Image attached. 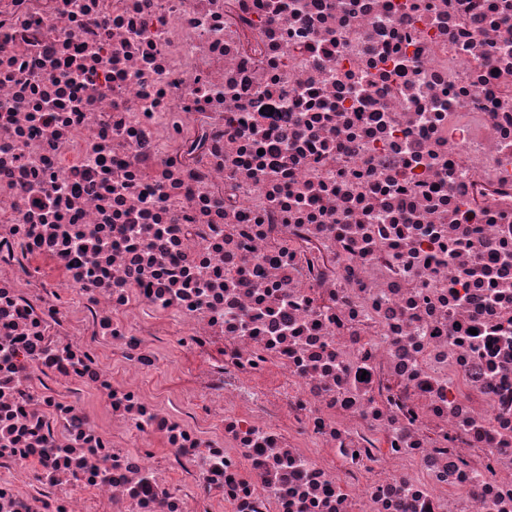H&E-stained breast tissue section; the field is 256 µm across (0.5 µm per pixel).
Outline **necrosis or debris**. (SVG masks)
Here are the masks:
<instances>
[{
    "label": "necrosis or debris",
    "mask_w": 512,
    "mask_h": 512,
    "mask_svg": "<svg viewBox=\"0 0 512 512\" xmlns=\"http://www.w3.org/2000/svg\"><path fill=\"white\" fill-rule=\"evenodd\" d=\"M98 500L512 512V0H0V512Z\"/></svg>",
    "instance_id": "necrosis-or-debris-1"
}]
</instances>
